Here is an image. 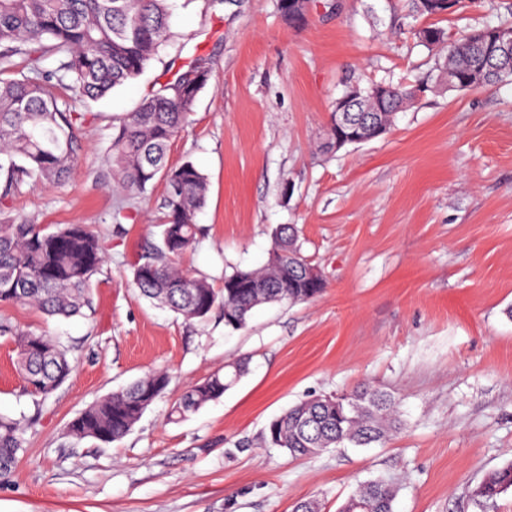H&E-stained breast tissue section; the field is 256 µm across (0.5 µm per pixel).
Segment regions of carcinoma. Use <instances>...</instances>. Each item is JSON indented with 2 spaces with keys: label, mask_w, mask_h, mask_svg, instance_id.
I'll list each match as a JSON object with an SVG mask.
<instances>
[{
  "label": "carcinoma",
  "mask_w": 512,
  "mask_h": 512,
  "mask_svg": "<svg viewBox=\"0 0 512 512\" xmlns=\"http://www.w3.org/2000/svg\"><path fill=\"white\" fill-rule=\"evenodd\" d=\"M417 18L448 14L436 0H410ZM169 0H0V305L34 307L49 317L83 315L91 306L92 278L104 262V249L88 224H66L50 231L39 224L3 216L25 185L62 183L83 158L77 127L90 114L71 111L62 92L98 100L140 75L171 37ZM423 46L443 62L435 86L467 91L468 72L477 53L490 51L482 68V87L512 84V25L474 29L451 40L434 23L416 29ZM50 56L53 70L42 68ZM22 67L30 75L14 77ZM191 80L179 74L141 100L131 112L112 120V146L106 163L113 189L138 194L156 180L164 182L161 243L148 248L132 268L142 296L167 307L188 322L223 314L224 326H245L250 312L270 302L308 301L325 282L305 277L310 262L302 255L298 230L281 224L273 231L267 263L224 275V287H213L178 263L192 250L199 232L196 215L205 204L206 178L190 161L170 166L172 141L189 121L194 102L209 81L206 63L191 66ZM387 89L391 117L415 99L416 88L375 82L351 86L342 97L362 98L375 87ZM0 335L17 345V370L30 393L46 397L71 374L68 347L46 334L22 331L0 318ZM245 371L236 361L190 386L172 415L182 419L224 394ZM169 384L165 370H153L97 401L69 424L78 439L102 443L122 440ZM395 398L373 386L339 396L313 397L270 422L263 436L267 447L285 448L293 456H312L316 448L368 447L398 429ZM17 422L0 415V479L8 478L22 450ZM512 488V464L488 474L478 497L489 500ZM395 490L389 483H364L347 498L340 512H393Z\"/></svg>",
  "instance_id": "cac0c4a2"
}]
</instances>
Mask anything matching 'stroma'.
I'll use <instances>...</instances> for the list:
<instances>
[{
	"mask_svg": "<svg viewBox=\"0 0 512 512\" xmlns=\"http://www.w3.org/2000/svg\"><path fill=\"white\" fill-rule=\"evenodd\" d=\"M278 3L171 0V38L145 71L101 100L74 99L91 115L83 161L63 185L12 200V216L35 224L93 225L106 260L84 316L0 309L58 338L74 366L52 394L32 395L0 336V414L25 446L0 480V512H293L304 500L338 512L374 479L395 483L394 512H512V489L475 495L512 463V84L426 92L386 135L322 149L348 86L432 83L436 58L401 0H312L299 27ZM435 23L452 39L512 24V0ZM199 58L210 78L169 152L207 178L182 267L222 287L265 264L273 229L293 224L326 283L312 300L257 306L236 331L140 295L131 266L160 240L164 185L114 194L104 162L113 117ZM238 360L247 370L222 397L171 418L184 390ZM155 369L171 381L123 440L69 434L86 407ZM363 383L399 403L402 427L385 442L306 458L261 447L290 407Z\"/></svg>",
	"mask_w": 512,
	"mask_h": 512,
	"instance_id": "35a3bbf8",
	"label": "stroma"
}]
</instances>
